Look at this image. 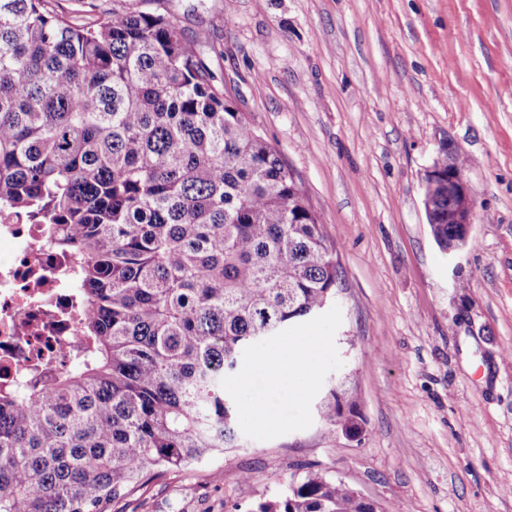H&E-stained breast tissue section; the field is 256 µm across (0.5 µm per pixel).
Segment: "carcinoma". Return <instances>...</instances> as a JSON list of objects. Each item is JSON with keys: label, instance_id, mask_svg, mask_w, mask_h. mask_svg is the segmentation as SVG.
Returning <instances> with one entry per match:
<instances>
[{"label": "carcinoma", "instance_id": "obj_1", "mask_svg": "<svg viewBox=\"0 0 512 512\" xmlns=\"http://www.w3.org/2000/svg\"><path fill=\"white\" fill-rule=\"evenodd\" d=\"M1 204L49 226L88 308L70 369L0 388V512H108L237 447L224 378L336 300L302 183L163 15L79 23L0 0ZM424 208L441 250L467 245L447 192ZM330 395L326 427L361 435L355 402ZM247 512L371 510L308 471Z\"/></svg>", "mask_w": 512, "mask_h": 512}]
</instances>
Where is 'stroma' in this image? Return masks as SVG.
Returning a JSON list of instances; mask_svg holds the SVG:
<instances>
[{
    "label": "stroma",
    "mask_w": 512,
    "mask_h": 512,
    "mask_svg": "<svg viewBox=\"0 0 512 512\" xmlns=\"http://www.w3.org/2000/svg\"><path fill=\"white\" fill-rule=\"evenodd\" d=\"M78 21L177 22L234 107L301 179L336 246L335 304L253 345L227 378L238 448L149 483L137 512H247L309 470L381 512H512V0H47ZM466 160V248L443 253L424 209L440 157ZM321 336L303 401L261 357ZM355 440L326 429L337 385Z\"/></svg>",
    "instance_id": "1"
}]
</instances>
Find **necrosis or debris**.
<instances>
[{
  "instance_id": "4bbe7bcc",
  "label": "necrosis or debris",
  "mask_w": 512,
  "mask_h": 512,
  "mask_svg": "<svg viewBox=\"0 0 512 512\" xmlns=\"http://www.w3.org/2000/svg\"><path fill=\"white\" fill-rule=\"evenodd\" d=\"M69 258L42 225L11 207L0 208V383L31 372L49 383L77 360L80 314Z\"/></svg>"
}]
</instances>
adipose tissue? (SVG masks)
<instances>
[{"label":"adipose tissue","mask_w":512,"mask_h":512,"mask_svg":"<svg viewBox=\"0 0 512 512\" xmlns=\"http://www.w3.org/2000/svg\"><path fill=\"white\" fill-rule=\"evenodd\" d=\"M320 345V337H301L288 350L264 360L263 366L273 381L287 384L289 397L303 399L307 384L317 374Z\"/></svg>","instance_id":"obj_1"}]
</instances>
